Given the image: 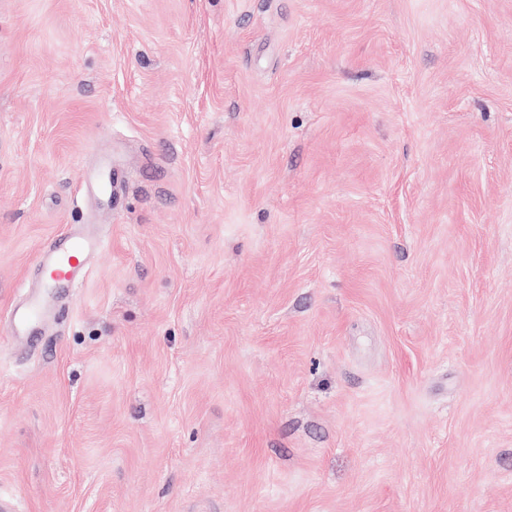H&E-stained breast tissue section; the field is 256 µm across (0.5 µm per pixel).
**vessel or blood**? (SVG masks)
I'll return each mask as SVG.
<instances>
[{
  "label": "vessel or blood",
  "instance_id": "obj_1",
  "mask_svg": "<svg viewBox=\"0 0 512 512\" xmlns=\"http://www.w3.org/2000/svg\"><path fill=\"white\" fill-rule=\"evenodd\" d=\"M125 185L124 167L110 157H101L95 180L101 202L115 205ZM103 247L104 242L99 235L85 232L68 231L51 239L36 258L41 287L31 291L12 313L9 320L11 334L30 335L49 310L51 290L77 287L86 274L89 259Z\"/></svg>",
  "mask_w": 512,
  "mask_h": 512
}]
</instances>
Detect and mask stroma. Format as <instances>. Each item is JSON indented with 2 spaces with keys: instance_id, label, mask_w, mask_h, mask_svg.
<instances>
[{
  "instance_id": "35a3bbf8",
  "label": "stroma",
  "mask_w": 512,
  "mask_h": 512,
  "mask_svg": "<svg viewBox=\"0 0 512 512\" xmlns=\"http://www.w3.org/2000/svg\"><path fill=\"white\" fill-rule=\"evenodd\" d=\"M0 512H512V0H0ZM126 185V171L114 159L103 156L95 180V186L102 204L112 207L122 196ZM104 248L97 234L65 233L51 239L40 251L36 265L41 290H32L11 315L10 332L14 336H32V330L44 320L53 297L46 289L76 288L86 274L88 260Z\"/></svg>"
}]
</instances>
